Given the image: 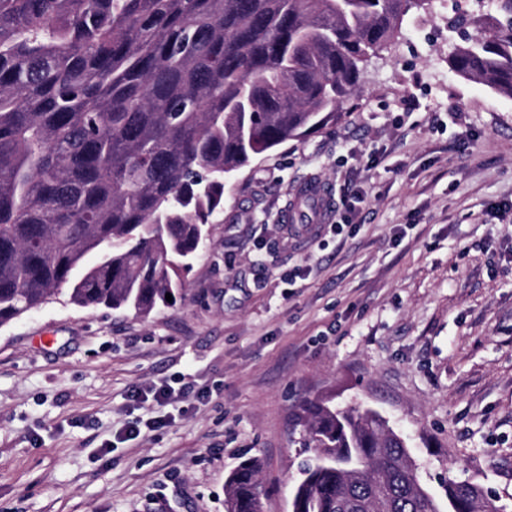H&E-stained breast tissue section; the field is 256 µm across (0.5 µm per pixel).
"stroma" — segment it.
<instances>
[{
    "label": "stroma",
    "mask_w": 512,
    "mask_h": 512,
    "mask_svg": "<svg viewBox=\"0 0 512 512\" xmlns=\"http://www.w3.org/2000/svg\"><path fill=\"white\" fill-rule=\"evenodd\" d=\"M455 4L409 13L335 126L226 181L174 306L62 294L0 326V512H225L250 457L290 512L309 400L379 411L440 512L448 473L512 512V99L449 68ZM307 182L363 194L352 233L279 223Z\"/></svg>",
    "instance_id": "obj_1"
}]
</instances>
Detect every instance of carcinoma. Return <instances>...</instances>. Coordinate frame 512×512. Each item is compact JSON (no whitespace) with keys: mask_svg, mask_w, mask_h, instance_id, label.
I'll list each match as a JSON object with an SVG mask.
<instances>
[{"mask_svg":"<svg viewBox=\"0 0 512 512\" xmlns=\"http://www.w3.org/2000/svg\"><path fill=\"white\" fill-rule=\"evenodd\" d=\"M432 0H0V325L61 294L168 306L224 178L336 124L371 57ZM459 76L512 98V0L465 20ZM292 512H439L378 412L310 401ZM261 464L225 482L261 512ZM448 512H504L450 478Z\"/></svg>","mask_w":512,"mask_h":512,"instance_id":"carcinoma-1","label":"carcinoma"}]
</instances>
